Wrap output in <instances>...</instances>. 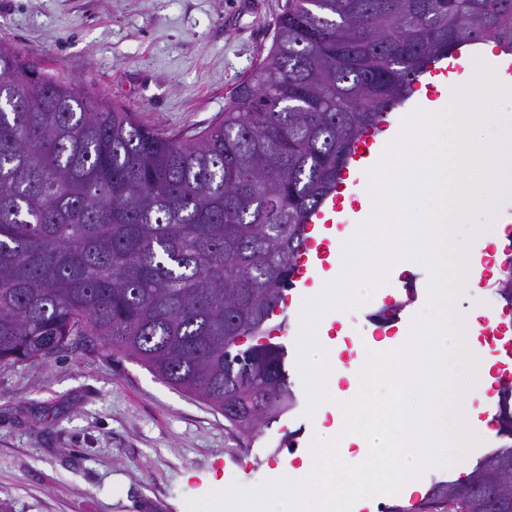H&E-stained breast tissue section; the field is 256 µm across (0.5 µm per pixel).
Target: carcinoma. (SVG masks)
Returning a JSON list of instances; mask_svg holds the SVG:
<instances>
[{
  "mask_svg": "<svg viewBox=\"0 0 512 512\" xmlns=\"http://www.w3.org/2000/svg\"><path fill=\"white\" fill-rule=\"evenodd\" d=\"M490 43L512 51V0H287L224 117L191 135L0 45V366L94 336L231 428L276 420L294 394L266 325L308 213L431 63ZM496 294L512 306V263ZM389 512H512V445Z\"/></svg>",
  "mask_w": 512,
  "mask_h": 512,
  "instance_id": "carcinoma-1",
  "label": "carcinoma"
}]
</instances>
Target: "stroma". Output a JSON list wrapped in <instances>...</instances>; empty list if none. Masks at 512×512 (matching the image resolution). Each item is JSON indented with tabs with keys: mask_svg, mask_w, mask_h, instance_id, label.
Listing matches in <instances>:
<instances>
[{
	"mask_svg": "<svg viewBox=\"0 0 512 512\" xmlns=\"http://www.w3.org/2000/svg\"><path fill=\"white\" fill-rule=\"evenodd\" d=\"M286 0H0V45L62 73L144 125L199 130L222 117L265 58ZM429 273L394 278L399 308L374 296L323 315L345 366L360 372L380 314L388 337L428 302ZM299 312L269 323L287 351L295 402L255 436L229 429L200 398L137 360L82 336L41 360L0 367V502L9 512H188L216 486L281 479L285 455L308 453L318 415L298 371Z\"/></svg>",
	"mask_w": 512,
	"mask_h": 512,
	"instance_id": "1",
	"label": "stroma"
}]
</instances>
